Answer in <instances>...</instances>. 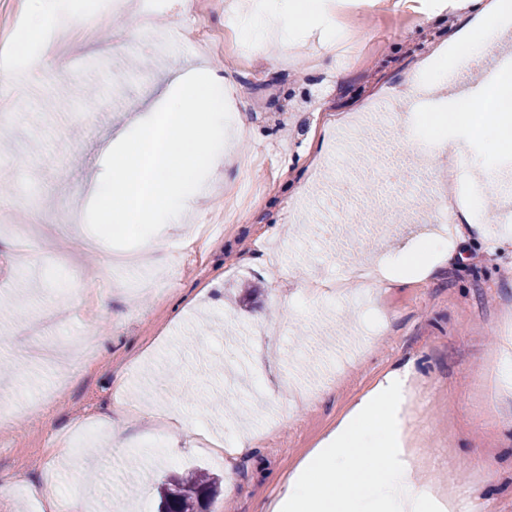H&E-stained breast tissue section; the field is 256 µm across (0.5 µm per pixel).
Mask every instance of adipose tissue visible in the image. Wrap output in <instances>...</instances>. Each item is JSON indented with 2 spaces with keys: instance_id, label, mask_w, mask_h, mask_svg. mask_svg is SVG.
<instances>
[{
  "instance_id": "1",
  "label": "adipose tissue",
  "mask_w": 512,
  "mask_h": 512,
  "mask_svg": "<svg viewBox=\"0 0 512 512\" xmlns=\"http://www.w3.org/2000/svg\"><path fill=\"white\" fill-rule=\"evenodd\" d=\"M14 47L25 52L43 38L48 22L63 20L69 27L81 26L83 13L72 0H38ZM321 0H253L236 17L241 31L258 47L278 46L290 50L301 31L294 16H315ZM462 10L473 12L476 32L469 37L452 33L448 47L438 50L428 66L433 86L452 84L456 71L495 45L504 24L512 19V0H461ZM485 102L492 111L484 127L489 136L491 156L482 165L484 192L498 193L501 167L497 155L512 124V70H501L485 88ZM446 119L423 124L421 137L432 150H443L444 128H471L476 97L456 92ZM448 262V245L427 239L416 250L394 253L377 272L392 284L406 282L408 276L432 278ZM407 374H386L375 388L338 421L336 427L302 459L285 481L270 512H447L432 487L420 480L413 462L402 446L403 424L399 412L408 395ZM348 485L350 495L335 494L339 485Z\"/></svg>"
}]
</instances>
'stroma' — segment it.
Returning <instances> with one entry per match:
<instances>
[{"instance_id": "1", "label": "stroma", "mask_w": 512, "mask_h": 512, "mask_svg": "<svg viewBox=\"0 0 512 512\" xmlns=\"http://www.w3.org/2000/svg\"><path fill=\"white\" fill-rule=\"evenodd\" d=\"M249 2L141 0L136 15L74 0L86 25L36 46L30 81L13 53L30 4L0 0V225L38 229L29 262L0 276V362L30 367L0 372V512H42L30 487L52 480L68 495L93 470L101 512L120 499L158 512L163 484L191 471L219 482L209 512H263L354 403L403 369L412 390L432 394L417 433L420 476L452 488L459 512H512V385L497 381L512 352V222L452 239L435 279L361 289L348 280L350 265L419 235L440 187L476 190L479 131H448L450 149L423 172L406 163L420 115L401 112L422 60L449 30H472V18L445 12V0H322L293 51L268 61L234 18ZM437 10L441 22L428 23ZM108 12L112 22L90 26ZM144 14L150 28L114 55V34L140 28ZM338 18L360 39L332 55L322 37ZM191 66L228 78L246 137L216 164L190 225L167 231L147 265L115 268L116 248L87 250L91 233L73 222L91 200L88 179L135 112L151 111ZM375 96L392 114L383 130L360 121ZM346 130L356 138L340 154ZM458 141L468 144L461 158ZM463 249L479 261L459 262ZM81 268L99 274L80 283ZM49 316L50 342L98 338L64 378L28 362L39 342L22 329ZM122 404L131 411L120 418ZM162 409L184 427L164 424ZM204 432L250 444L228 457Z\"/></svg>"}]
</instances>
